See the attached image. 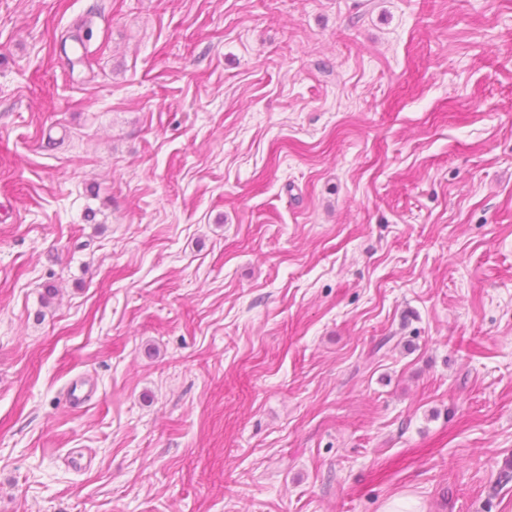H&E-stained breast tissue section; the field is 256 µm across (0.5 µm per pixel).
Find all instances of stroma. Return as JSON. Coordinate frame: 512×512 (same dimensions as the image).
I'll use <instances>...</instances> for the list:
<instances>
[{
	"mask_svg": "<svg viewBox=\"0 0 512 512\" xmlns=\"http://www.w3.org/2000/svg\"><path fill=\"white\" fill-rule=\"evenodd\" d=\"M507 470L512 0H0V512Z\"/></svg>",
	"mask_w": 512,
	"mask_h": 512,
	"instance_id": "35a3bbf8",
	"label": "stroma"
}]
</instances>
